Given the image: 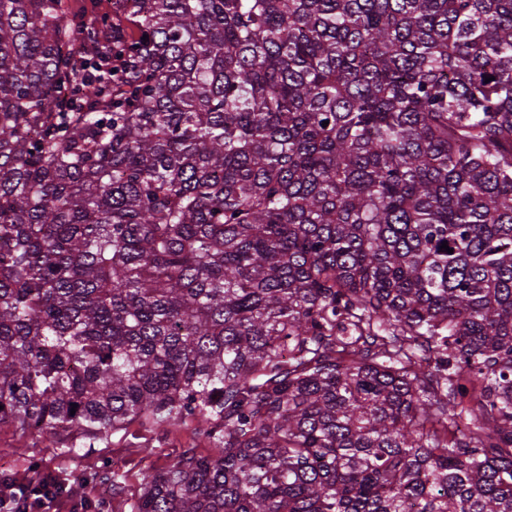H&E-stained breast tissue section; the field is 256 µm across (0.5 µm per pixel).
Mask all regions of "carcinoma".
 I'll use <instances>...</instances> for the list:
<instances>
[{"label":"carcinoma","instance_id":"carcinoma-1","mask_svg":"<svg viewBox=\"0 0 512 512\" xmlns=\"http://www.w3.org/2000/svg\"><path fill=\"white\" fill-rule=\"evenodd\" d=\"M122 2L0 0V427L202 424L135 512H512V0Z\"/></svg>","mask_w":512,"mask_h":512}]
</instances>
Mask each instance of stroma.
Returning <instances> with one entry per match:
<instances>
[{
  "instance_id": "1",
  "label": "stroma",
  "mask_w": 512,
  "mask_h": 512,
  "mask_svg": "<svg viewBox=\"0 0 512 512\" xmlns=\"http://www.w3.org/2000/svg\"><path fill=\"white\" fill-rule=\"evenodd\" d=\"M193 447L211 453L207 437L197 423L189 422L160 433L136 429L134 436L117 433L105 443L68 452L52 447L48 440L21 435L13 429H0V460L8 472L32 477L33 466L52 471L68 484V500L37 508L36 512H132L145 476L156 473L182 449ZM117 475L119 491L99 486L103 471Z\"/></svg>"
}]
</instances>
